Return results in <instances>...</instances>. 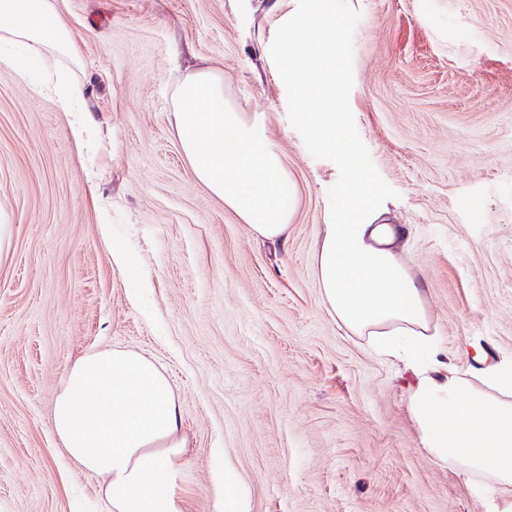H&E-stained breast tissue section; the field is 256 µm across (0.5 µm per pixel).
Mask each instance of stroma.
I'll use <instances>...</instances> for the list:
<instances>
[{
	"mask_svg": "<svg viewBox=\"0 0 512 512\" xmlns=\"http://www.w3.org/2000/svg\"><path fill=\"white\" fill-rule=\"evenodd\" d=\"M271 2L56 0L95 127L82 142L0 48V512H108L51 411L74 361L112 349L152 361L180 403L188 512H217L227 466L252 512H485L423 449L405 363L325 309L313 253L360 170L408 231L449 359L467 367L471 342L512 360V0H353L337 136L356 169L289 112L263 53ZM205 64L296 181L287 241L254 238L180 148L173 86Z\"/></svg>",
	"mask_w": 512,
	"mask_h": 512,
	"instance_id": "1",
	"label": "stroma"
}]
</instances>
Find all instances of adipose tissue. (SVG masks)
I'll list each match as a JSON object with an SVG mask.
<instances>
[{
    "mask_svg": "<svg viewBox=\"0 0 512 512\" xmlns=\"http://www.w3.org/2000/svg\"><path fill=\"white\" fill-rule=\"evenodd\" d=\"M350 0H274L278 30L265 52L287 87L312 145L342 148L336 137L345 111L343 63ZM1 45L24 48L19 78L41 92L61 60L71 58L55 0H0ZM79 82L63 83L56 104L83 141L93 123ZM174 128L196 179L223 200L255 237L284 240L299 206L294 179L268 139L259 115L224 103V74L205 68L174 91ZM358 176L335 193L314 254L321 300L350 334L389 348L401 337L414 376L408 409L428 456L474 476L473 490L491 495L490 512H512V366L473 347V367L448 362L432 327L426 293L403 259L405 229L375 204ZM53 427L79 469L99 475L110 512H186L175 478L188 448L167 377L137 354H86L69 369L52 408Z\"/></svg>",
    "mask_w": 512,
    "mask_h": 512,
    "instance_id": "ef3b65f1",
    "label": "adipose tissue"
}]
</instances>
